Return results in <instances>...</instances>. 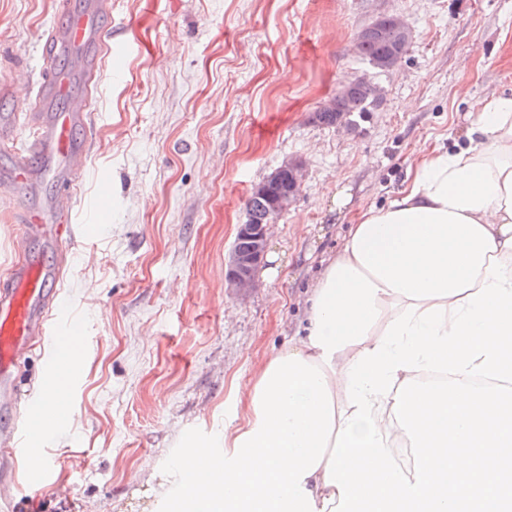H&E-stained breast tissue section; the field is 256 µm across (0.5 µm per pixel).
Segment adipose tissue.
<instances>
[{
    "instance_id": "1",
    "label": "adipose tissue",
    "mask_w": 512,
    "mask_h": 512,
    "mask_svg": "<svg viewBox=\"0 0 512 512\" xmlns=\"http://www.w3.org/2000/svg\"><path fill=\"white\" fill-rule=\"evenodd\" d=\"M470 111L350 226L171 512H512V95Z\"/></svg>"
}]
</instances>
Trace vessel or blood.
<instances>
[{"mask_svg":"<svg viewBox=\"0 0 512 512\" xmlns=\"http://www.w3.org/2000/svg\"><path fill=\"white\" fill-rule=\"evenodd\" d=\"M60 14L61 21L44 42L47 68L34 92L38 108L28 110L19 126L0 115V147L11 152V165L0 174V183L21 197L16 212L19 239L49 242L59 253L77 237L73 204L89 151L91 95L102 78L104 54L112 47V31L105 23L112 15V0H88L83 9L61 0ZM69 53L85 59L79 77L54 66L58 56ZM20 126L29 132L23 154L12 150ZM44 179L55 187L47 208L35 205L27 194L29 187ZM56 277V266L30 254L0 284V442L10 445L17 457L26 453L16 384L18 361L35 346L44 351L46 361H53L55 336L72 325L69 310L52 287Z\"/></svg>","mask_w":512,"mask_h":512,"instance_id":"vessel-or-blood-1","label":"vessel or blood"}]
</instances>
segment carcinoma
Listing matches in <instances>:
<instances>
[{"instance_id":"carcinoma-1","label":"carcinoma","mask_w":512,"mask_h":512,"mask_svg":"<svg viewBox=\"0 0 512 512\" xmlns=\"http://www.w3.org/2000/svg\"><path fill=\"white\" fill-rule=\"evenodd\" d=\"M409 26L400 27L391 19L370 23L361 29L354 42V53L366 64V70L342 84L310 115V121L327 127L355 130L359 121L378 109L384 88L376 77L401 65L412 44ZM278 179H262L245 201L246 224H264L272 213V202L294 186L290 170L276 169Z\"/></svg>"}]
</instances>
